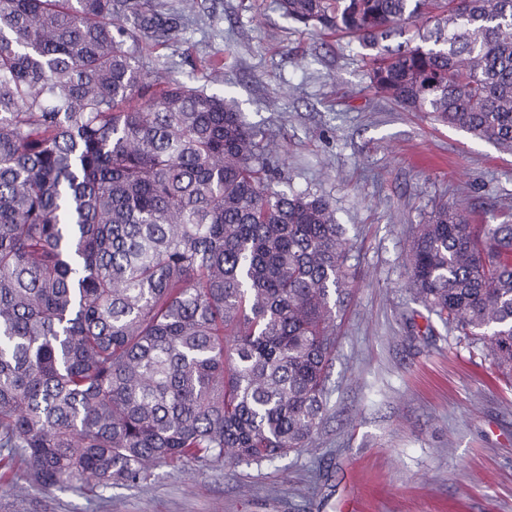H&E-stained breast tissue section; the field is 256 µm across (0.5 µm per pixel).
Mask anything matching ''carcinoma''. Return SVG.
Instances as JSON below:
<instances>
[{
    "instance_id": "1",
    "label": "carcinoma",
    "mask_w": 512,
    "mask_h": 512,
    "mask_svg": "<svg viewBox=\"0 0 512 512\" xmlns=\"http://www.w3.org/2000/svg\"><path fill=\"white\" fill-rule=\"evenodd\" d=\"M195 0H0V467L95 493L315 441L353 238L238 104L143 43ZM376 93L512 151V0H278ZM413 37L378 48L402 27ZM408 282L512 377V224L443 207Z\"/></svg>"
}]
</instances>
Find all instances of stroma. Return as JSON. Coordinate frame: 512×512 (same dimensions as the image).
<instances>
[{"label":"stroma","mask_w":512,"mask_h":512,"mask_svg":"<svg viewBox=\"0 0 512 512\" xmlns=\"http://www.w3.org/2000/svg\"><path fill=\"white\" fill-rule=\"evenodd\" d=\"M146 51L200 88L224 56V92L282 147L284 185L328 197L354 237L327 416L314 447L161 466L100 497L0 478V512H512V387L407 285L410 237L439 206L512 220V153L376 95L358 42L277 0H196L179 40Z\"/></svg>","instance_id":"1"}]
</instances>
